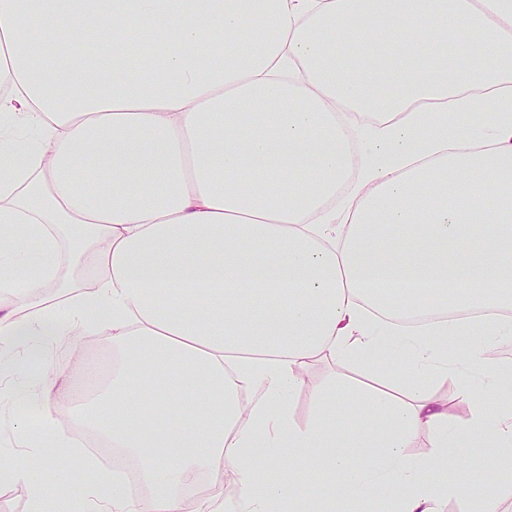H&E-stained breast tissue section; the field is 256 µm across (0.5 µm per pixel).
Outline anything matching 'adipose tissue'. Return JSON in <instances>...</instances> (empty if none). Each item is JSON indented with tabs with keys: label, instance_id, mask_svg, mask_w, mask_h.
Wrapping results in <instances>:
<instances>
[{
	"label": "adipose tissue",
	"instance_id": "1",
	"mask_svg": "<svg viewBox=\"0 0 512 512\" xmlns=\"http://www.w3.org/2000/svg\"><path fill=\"white\" fill-rule=\"evenodd\" d=\"M97 10L0 0V403L40 399L58 448L96 436L146 488L102 494L100 471L81 512H186L203 474L195 512H223L229 477L237 512H498L502 488L472 476L489 467L477 441L512 458L491 357L512 335V0H108L88 21ZM133 28L166 47L150 73L120 49ZM89 48L107 83L75 66ZM66 336L122 355L77 409L42 365ZM326 357L406 364L403 398L335 387L298 424L290 396ZM450 375L470 405L455 426L428 394ZM422 431L431 452L410 458ZM14 444L27 459L1 463L0 483L25 486L28 512L70 499L28 423ZM360 448L374 471L353 466Z\"/></svg>",
	"mask_w": 512,
	"mask_h": 512
}]
</instances>
